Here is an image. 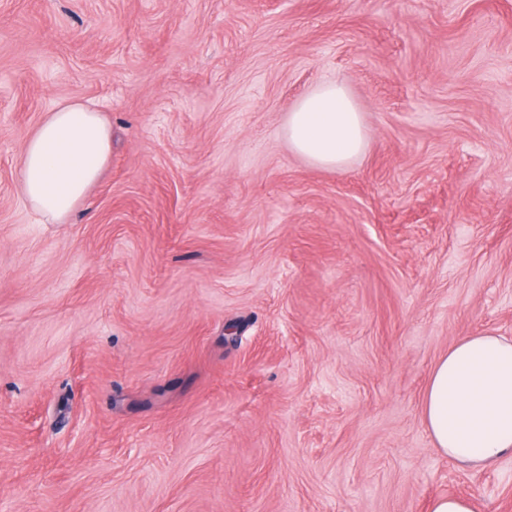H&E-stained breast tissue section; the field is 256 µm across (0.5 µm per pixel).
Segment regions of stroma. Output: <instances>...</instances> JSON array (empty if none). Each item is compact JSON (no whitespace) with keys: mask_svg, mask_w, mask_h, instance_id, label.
<instances>
[{"mask_svg":"<svg viewBox=\"0 0 512 512\" xmlns=\"http://www.w3.org/2000/svg\"><path fill=\"white\" fill-rule=\"evenodd\" d=\"M346 86L345 168L288 145ZM98 106L68 223L28 136ZM512 339V0H0V512H512V456L422 418L457 338ZM288 143L321 167L340 170L361 153L365 128L349 90L324 83L300 99L288 114ZM112 152V129L91 103L47 112L27 138L19 194L44 222L65 224ZM431 512H474L472 502L461 496H440L431 504Z\"/></svg>","mask_w":512,"mask_h":512,"instance_id":"stroma-1","label":"stroma"}]
</instances>
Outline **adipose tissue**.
<instances>
[{"label": "adipose tissue", "mask_w": 512, "mask_h": 512, "mask_svg": "<svg viewBox=\"0 0 512 512\" xmlns=\"http://www.w3.org/2000/svg\"><path fill=\"white\" fill-rule=\"evenodd\" d=\"M291 147L340 170L361 153L365 128L349 90L324 83L288 114ZM112 152V129L91 103L48 112L27 138L19 193L43 221L63 224ZM423 422L435 448L462 464L489 466L512 456V342L485 331L459 339L431 371Z\"/></svg>", "instance_id": "1"}]
</instances>
